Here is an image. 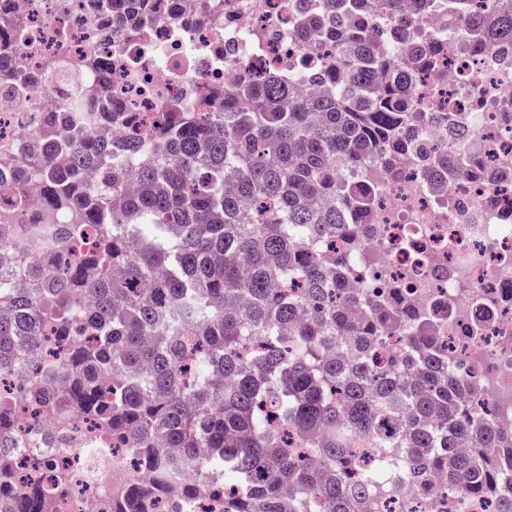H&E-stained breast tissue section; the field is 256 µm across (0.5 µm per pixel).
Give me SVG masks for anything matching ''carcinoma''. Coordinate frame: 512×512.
Returning <instances> with one entry per match:
<instances>
[{
	"label": "carcinoma",
	"instance_id": "1",
	"mask_svg": "<svg viewBox=\"0 0 512 512\" xmlns=\"http://www.w3.org/2000/svg\"><path fill=\"white\" fill-rule=\"evenodd\" d=\"M402 0H298L297 33L331 53L293 76L216 87V112H166L146 135L140 114L104 96L74 102L28 155L5 150V173L36 167L45 217L67 218L64 242L92 249L34 286L1 287L0 374L36 359L49 328L65 347L64 389L26 387L44 414L70 408L128 448L149 479L112 490L109 512L188 506L211 485L217 512H380L384 471L404 462L421 500L465 489L512 512V435L481 415L480 383L450 367L436 326L448 303L409 305L400 288H347L346 262L324 242L357 249L375 223L379 184L413 155L435 182L466 173L412 137L425 113L410 88L448 47L407 39ZM420 0L419 19L448 13L463 35L512 42V0ZM390 21L382 54L359 17ZM91 121L126 129L93 140ZM15 405L0 396V512H56L55 487L17 489ZM383 455L362 468V448Z\"/></svg>",
	"mask_w": 512,
	"mask_h": 512
}]
</instances>
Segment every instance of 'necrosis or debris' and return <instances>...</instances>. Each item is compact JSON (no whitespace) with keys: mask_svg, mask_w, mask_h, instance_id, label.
I'll return each instance as SVG.
<instances>
[{"mask_svg":"<svg viewBox=\"0 0 512 512\" xmlns=\"http://www.w3.org/2000/svg\"><path fill=\"white\" fill-rule=\"evenodd\" d=\"M16 12L20 25H0V148L18 151L43 131L45 113L68 111L71 91L54 79L60 71L76 77L89 106L110 92L142 114L149 133L176 106L217 109L211 91L224 80L284 74L323 54L298 38L296 0H134L117 12L108 0H0V17ZM435 29L448 56L414 85L413 106L468 130L466 175L441 186L411 164L384 180L364 245L380 266L352 259L346 276L364 293L394 283L412 300H447L454 314L438 334L460 360L458 375L479 377L492 419L512 433V44L476 49L444 16ZM93 56L105 61L110 87L87 69ZM22 69L42 80L21 100L11 85ZM8 208L0 202V265L24 283L32 261L61 253L55 228L64 219L43 223L34 207L29 223L17 224ZM0 393L16 402L15 439L25 449L15 479L23 486L65 476L57 512H87L130 479L101 430L72 415L62 418L64 436L39 450L40 411L22 402L15 381Z\"/></svg>","mask_w":512,"mask_h":512,"instance_id":"obj_1","label":"necrosis or debris"}]
</instances>
